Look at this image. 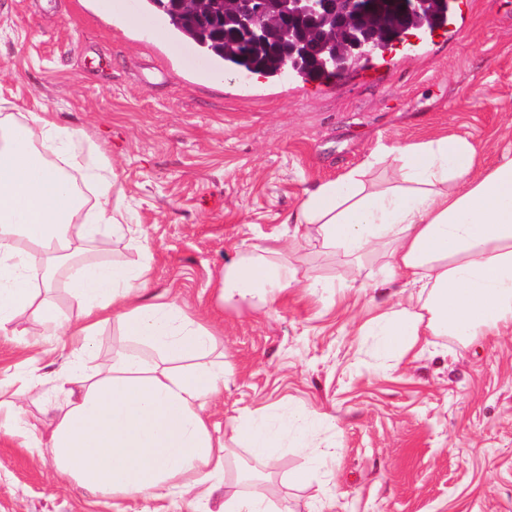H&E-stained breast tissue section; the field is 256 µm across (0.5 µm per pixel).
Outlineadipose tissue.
<instances>
[{
  "label": "adipose tissue",
  "instance_id": "obj_1",
  "mask_svg": "<svg viewBox=\"0 0 512 512\" xmlns=\"http://www.w3.org/2000/svg\"><path fill=\"white\" fill-rule=\"evenodd\" d=\"M80 139L48 112L23 124L0 119V330L31 313L36 335L63 344L66 355L41 399L54 416L44 447L64 478L112 496L212 493L228 456L206 414L224 381L223 363L210 358L214 334L177 303L147 301L149 247L133 265L93 258L103 238L119 243L134 229L109 161L80 149ZM386 159L399 173L390 184H378L364 164L306 191L286 219V246L240 245L219 282L220 301L266 304L299 283L316 290L289 255L317 240L356 264L380 259L386 281L413 285L370 321L387 354L403 355L425 336L511 329L512 141L485 159L468 137L440 135L374 157ZM72 169L93 188L94 205L70 180ZM61 277L82 308L78 323H64L46 295ZM110 320L183 370L148 365L131 350L89 367L98 330ZM234 432L254 464L243 472L248 492L225 496L223 512H272L264 480L274 466L270 450L287 431L248 416Z\"/></svg>",
  "mask_w": 512,
  "mask_h": 512
}]
</instances>
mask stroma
I'll list each match as a JSON object with an SVG mask.
<instances>
[{
	"label": "stroma",
	"instance_id": "obj_1",
	"mask_svg": "<svg viewBox=\"0 0 512 512\" xmlns=\"http://www.w3.org/2000/svg\"><path fill=\"white\" fill-rule=\"evenodd\" d=\"M455 41L427 53L389 54L337 74L327 89L224 70L181 39L144 0H0V114L23 122L53 112L104 152L134 209V243H103L101 260L133 263L149 246L148 293L176 301L216 335L224 390L210 403L211 432L229 449L225 489L210 498L112 499L63 479L34 449L52 422L23 403L30 431L0 429V512H219L250 449L235 419L307 409L308 427L275 451L266 480L272 507L319 512H512V332L461 342L429 337L422 350L385 357L367 322L403 281L367 292L341 280L377 275L304 246L293 263L320 281L263 309L223 304L218 281L243 241L277 246L304 192L370 161L372 153L461 134L478 149L512 140V0H470ZM33 314L0 332V380L48 382L63 360L55 339L34 336ZM137 348L105 323L93 362ZM326 454V467L314 464ZM306 473V483L293 480Z\"/></svg>",
	"mask_w": 512,
	"mask_h": 512
}]
</instances>
